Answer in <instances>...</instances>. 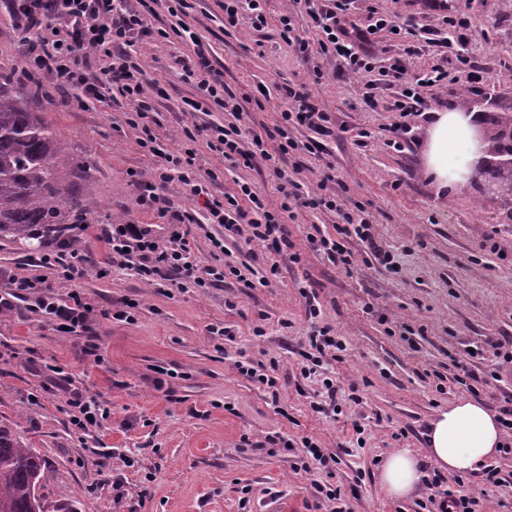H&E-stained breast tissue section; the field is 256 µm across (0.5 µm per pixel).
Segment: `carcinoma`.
I'll return each instance as SVG.
<instances>
[{
    "instance_id": "1",
    "label": "carcinoma",
    "mask_w": 512,
    "mask_h": 512,
    "mask_svg": "<svg viewBox=\"0 0 512 512\" xmlns=\"http://www.w3.org/2000/svg\"><path fill=\"white\" fill-rule=\"evenodd\" d=\"M22 59L0 63V239H33L34 228L61 234L69 224L112 221L98 207L67 204L70 171L67 141L14 88ZM46 462L0 427V512H45L38 494Z\"/></svg>"
}]
</instances>
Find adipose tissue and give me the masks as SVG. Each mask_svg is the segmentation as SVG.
<instances>
[{
	"mask_svg": "<svg viewBox=\"0 0 512 512\" xmlns=\"http://www.w3.org/2000/svg\"><path fill=\"white\" fill-rule=\"evenodd\" d=\"M479 117L458 107L435 112L426 131V170L443 187L465 183L475 160L490 147L477 136ZM502 429L484 405L461 400L440 411L427 434L428 458L439 469L465 476L478 470L501 446ZM423 476L409 451H394L387 459L380 482L395 498L412 495Z\"/></svg>",
	"mask_w": 512,
	"mask_h": 512,
	"instance_id": "obj_1",
	"label": "adipose tissue"
}]
</instances>
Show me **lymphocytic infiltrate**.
<instances>
[{
	"mask_svg": "<svg viewBox=\"0 0 512 512\" xmlns=\"http://www.w3.org/2000/svg\"><path fill=\"white\" fill-rule=\"evenodd\" d=\"M305 2L310 6L317 36L308 38L297 29L293 13L283 14L279 19L280 35L289 46L305 57H339L352 76L376 71L374 34L392 29L391 20L381 16L373 26L362 27L350 17L352 0ZM190 8L189 0H175L169 6V13L178 16L179 22L168 31L151 26L150 0H8L11 22L29 36L26 62L32 63L34 69L51 73L60 85L77 91L79 100L85 102L103 97L100 85L88 74L90 59H97L103 74L120 83L122 96L132 106L128 123L137 132L138 146L158 159L142 182L140 200L159 216L169 217L166 237L157 239L148 227L131 221L102 225L101 235L109 245L107 266L132 270L150 284L167 280L173 272L196 287L209 288L223 282L226 275L240 276L241 271L222 263H201L192 247L191 225H220L224 233L213 238L215 249H223L227 239L243 236L265 250L290 254L296 262L300 256L291 250L285 221L293 217L295 209L307 206L309 200L300 185L282 171L276 174L281 195L278 203H270L247 182L240 184L237 195L215 198L197 173L195 143L205 141L210 151L224 160L248 167L257 158L267 156L266 144L272 140L277 141L281 154H288L294 147L288 136L290 127L300 125L323 136L331 135L332 118L310 93L309 84L302 83L288 88V102L280 112V121L267 134L248 135L235 125L216 131L193 122L182 129L180 149L160 148L151 126L158 82L129 52L140 37L166 40L175 36L196 45L194 55L178 61L186 76L193 78L206 100L225 114L237 119L244 110L241 100L225 87L223 72L200 49V36L186 23ZM380 73L386 82L400 83L403 92L390 109L403 114L424 106L425 89L447 84L449 77L448 72L438 68L411 77L399 61ZM174 181L197 201V210L174 211L165 193ZM37 263L48 270V277L41 280L9 276V290L0 294V312L12 309L14 302L20 300L26 302L30 314L57 330L65 329L76 336L87 333L90 304L78 292L62 297L57 290L91 268L88 253L68 236L59 240L55 252L40 254Z\"/></svg>",
	"mask_w": 512,
	"mask_h": 512,
	"instance_id": "1",
	"label": "lymphocytic infiltrate"
}]
</instances>
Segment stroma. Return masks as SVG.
Instances as JSON below:
<instances>
[{
    "label": "stroma",
    "mask_w": 512,
    "mask_h": 512,
    "mask_svg": "<svg viewBox=\"0 0 512 512\" xmlns=\"http://www.w3.org/2000/svg\"><path fill=\"white\" fill-rule=\"evenodd\" d=\"M219 2L194 0L190 22L225 84L248 100L241 130L273 129L284 105L281 87L308 82L332 116L334 134L321 137L319 151L285 157L269 143L267 157L249 167L199 147L198 167L216 176L212 194L235 192L245 179L277 200L272 173L285 168L315 196L322 171L333 168L337 196L350 208L365 205L375 240L394 256L395 267L379 264L354 237L348 240L351 268L330 263L307 236L315 228L336 236L339 221L309 206L288 222L299 261L280 257L279 275L266 285L260 282L262 248L239 238L226 241L224 255L216 256L210 239L222 229L215 224L194 228L197 256L209 264L220 258L249 265V282L230 275L214 288L162 291L129 270L104 276L89 270L74 288L93 307L90 337L61 333L21 303L0 313V427L46 460L47 512H266L271 502L283 512H315L311 483L325 479L340 486L351 512H422L428 487L406 500L381 489L385 459L404 448L432 473L425 433L439 409L470 399L495 411L512 396V212L480 173L447 192L426 176L424 164L434 111L477 101L489 118L502 114V97H512V0H475L467 11L459 0H441L444 14L467 19L450 30L447 48L419 32L434 20L431 0H354L360 23L375 9L399 29L379 33L377 66L399 58L415 75L451 69L460 54L474 64L476 82L461 72L447 89L432 90L430 109L409 115L405 134L395 133L400 117L387 109L397 86L380 87L367 104L361 78L341 76L338 60L303 58L281 39L279 18L286 11H293L298 28L310 29L305 9L292 0H266L262 30L245 16L228 29ZM186 50L175 36L130 49L164 90L154 119L168 149L180 145L188 122L224 121L216 109L185 113L186 101L204 99L175 63ZM317 65L326 78L315 85ZM39 82L54 101L30 106L70 145V196L101 204L115 222L149 225L164 238L165 220L139 202L138 183L157 159L137 145L118 90L104 102L81 104L51 75L41 74ZM52 248L38 239H0V270L44 275L32 259ZM122 300L132 305L127 321L112 316ZM214 325L231 327L233 340L210 335ZM325 325L343 350L325 357L320 373L303 376L301 353L312 331ZM90 340L97 346L92 355L85 349ZM244 354L276 361L278 394L238 373L235 363ZM464 371L472 374L471 385L458 383ZM56 373L108 409L100 426L85 434L71 425L69 407L50 386ZM325 375L340 388L337 408L317 413L312 404ZM273 436L297 443L312 438L336 462L328 472L317 464L306 469L301 451L261 450ZM116 480L122 489L113 488Z\"/></svg>",
    "instance_id": "35a3bbf8"
}]
</instances>
